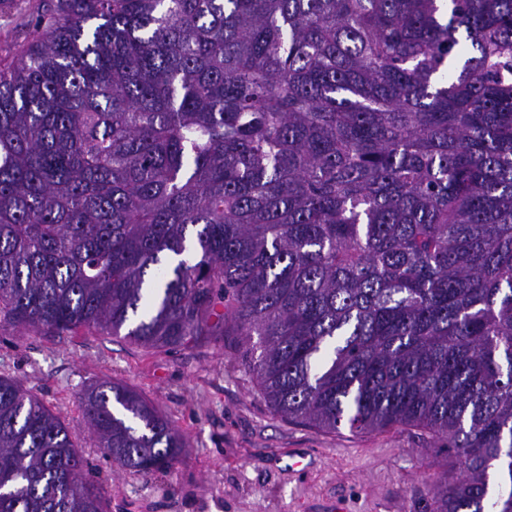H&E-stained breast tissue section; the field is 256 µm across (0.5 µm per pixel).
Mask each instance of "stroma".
I'll list each match as a JSON object with an SVG mask.
<instances>
[{
  "instance_id": "35a3bbf8",
  "label": "stroma",
  "mask_w": 512,
  "mask_h": 512,
  "mask_svg": "<svg viewBox=\"0 0 512 512\" xmlns=\"http://www.w3.org/2000/svg\"><path fill=\"white\" fill-rule=\"evenodd\" d=\"M40 0H0V56L31 34ZM240 336L223 345L150 349L100 333H0V375L12 377L59 414L111 512H429L437 482L460 468L426 430L393 426L335 433L270 409ZM120 381L151 400L188 446L169 471L144 478L107 462L76 408L89 385ZM312 454L305 472L288 468Z\"/></svg>"
}]
</instances>
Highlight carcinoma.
<instances>
[{
    "mask_svg": "<svg viewBox=\"0 0 512 512\" xmlns=\"http://www.w3.org/2000/svg\"><path fill=\"white\" fill-rule=\"evenodd\" d=\"M0 57V332L257 337L272 411L412 426L512 512V0H46ZM142 477L185 439L121 382L78 400ZM0 375V512H110Z\"/></svg>",
    "mask_w": 512,
    "mask_h": 512,
    "instance_id": "1",
    "label": "carcinoma"
}]
</instances>
